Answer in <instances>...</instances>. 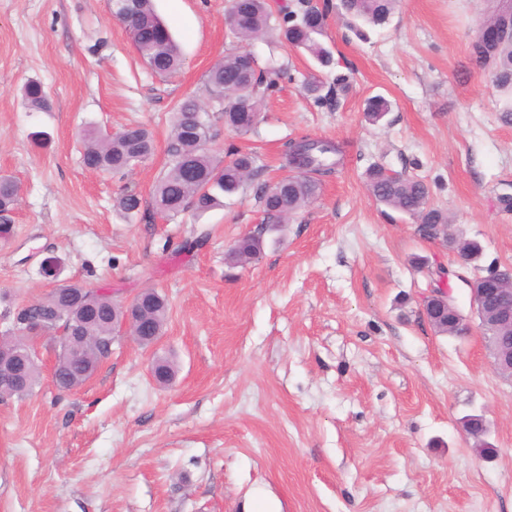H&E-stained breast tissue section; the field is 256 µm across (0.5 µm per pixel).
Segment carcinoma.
<instances>
[{
    "instance_id": "1",
    "label": "carcinoma",
    "mask_w": 512,
    "mask_h": 512,
    "mask_svg": "<svg viewBox=\"0 0 512 512\" xmlns=\"http://www.w3.org/2000/svg\"><path fill=\"white\" fill-rule=\"evenodd\" d=\"M343 8L354 19L372 26L384 25L393 14L397 0H342ZM329 5L313 0H295L293 5L280 8L279 36L293 48L304 49L322 66L331 64V54L317 41L322 33ZM228 14L232 34L241 49L224 57V61L211 68L206 76L208 98L185 97L176 107L173 128L167 142L169 159L167 170L155 183L151 206L162 217H174L192 209L202 214L221 204L226 195L238 192L257 172L255 157L249 152L235 151L232 159L224 162L211 154L208 144L212 138L210 113L216 112L224 119V127L246 134L258 120L265 100V92L276 83L281 71L264 73L254 67V58L247 46L271 30L268 0H230ZM130 39L142 56L148 69L161 78H170L180 68L178 45L169 29L159 18L153 0H134L131 13L121 18ZM487 25L495 29L491 43L483 46L478 39L470 44V57L491 75L495 87L512 91V20L498 14L490 16ZM23 97L33 112H47L49 100L40 82L30 80L23 87ZM82 161L90 170H100L114 175H125L154 151L149 130L131 126L122 132L109 135L96 128L81 133ZM341 147L332 141L310 140L304 150H295L289 142L285 161L292 174L277 183L276 191L260 188L259 199L268 224L261 231L240 238L225 254L230 265L247 264L257 259L263 251L265 232L272 224H282L298 210L311 203L317 196L320 180L335 173L341 160ZM368 186L375 200L393 210L409 214L419 220L418 232L431 240L444 234L448 217L429 205V190L418 179L388 174L381 168H372L367 174ZM19 201V186L9 177H0V237L11 233L12 213ZM119 208L129 217L140 212L142 198L133 190L118 197ZM90 299L85 314L92 319V338L84 342L85 358L60 359L59 371L67 390L81 387L95 372L108 344L112 341V298L97 293L78 283H57L54 289L29 305L20 308L16 315L24 322L35 318L46 331L62 326L68 334L78 335L75 309L80 300ZM168 313V303L157 289L150 288L142 294L138 308L139 318L149 328L162 333ZM461 317L459 309L448 313L441 305L429 307L428 322L441 334L453 335V324ZM26 383L23 386L1 385L0 396L28 395L37 382L39 368L36 362L25 367ZM470 433L478 438L476 451L488 456L494 449L479 440L480 422L472 418L466 423Z\"/></svg>"
}]
</instances>
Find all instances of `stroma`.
Wrapping results in <instances>:
<instances>
[{
    "mask_svg": "<svg viewBox=\"0 0 512 512\" xmlns=\"http://www.w3.org/2000/svg\"><path fill=\"white\" fill-rule=\"evenodd\" d=\"M228 0H154L179 44L175 77L151 73L108 0H0V176L21 186L9 239H0V333L14 308L51 289L40 265L108 292L114 302L156 288L169 301L162 336L142 348L116 336L81 387L63 391L51 369L59 335L35 343L39 378L23 398H0V512H512V382L499 375L470 301L469 283L512 266V124L469 44L488 0H402L390 21L358 37L331 10L323 46L334 64L268 36L250 45L259 70L288 75L246 134L212 121L209 147L255 152L260 178L203 216L154 214L174 110L206 99V75L239 44ZM322 83L307 94L310 77ZM345 77L337 92L336 77ZM42 83L47 112L29 111L27 80ZM389 104L378 122L369 99ZM140 124L154 152L125 176L86 170V125ZM48 133L34 146L33 131ZM339 143L337 172L316 199L266 234L262 256L224 255L264 220L261 185L287 176L286 143ZM421 179L456 239L481 243L462 263L417 232L415 217L378 204L366 171ZM144 201L126 219L116 200ZM209 233L194 251L181 244ZM448 270V291L468 335L437 333L422 313L428 272ZM173 359L168 385L154 354ZM487 421L494 448L476 456L461 421Z\"/></svg>",
    "mask_w": 512,
    "mask_h": 512,
    "instance_id": "obj_1",
    "label": "stroma"
}]
</instances>
